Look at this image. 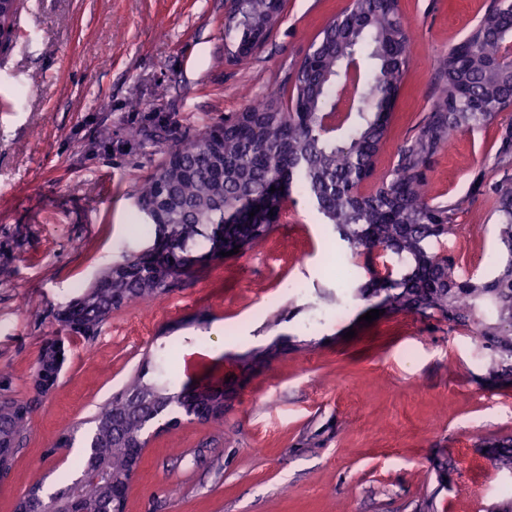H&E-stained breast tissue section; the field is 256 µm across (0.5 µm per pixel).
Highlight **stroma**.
Masks as SVG:
<instances>
[{
    "instance_id": "1",
    "label": "stroma",
    "mask_w": 512,
    "mask_h": 512,
    "mask_svg": "<svg viewBox=\"0 0 512 512\" xmlns=\"http://www.w3.org/2000/svg\"><path fill=\"white\" fill-rule=\"evenodd\" d=\"M351 0H283L278 23L251 56L230 60V0H19L0 49V373L7 396L38 403L0 482V512L35 483L57 488L80 455L50 454L59 433L92 419L140 369L164 361L183 386L184 359L206 353L233 375L234 355L277 335L312 340L238 387L218 421L184 422L151 437L128 492V512H412L453 464L439 512H485L512 496V474L483 457L481 439L512 435V387L474 377L484 359L463 330L417 316L355 325L353 305L305 324L297 288L364 282V260L327 261L336 243L303 202L238 257L209 262L184 287L114 311L87 341L54 314L121 249H139L138 179L174 144L222 124L270 91L289 97L311 42ZM492 0H399L410 67L375 165L386 178L398 147L433 108L451 47ZM140 108H131V101ZM512 111L456 134L428 171L427 196L462 201L444 247L458 273L490 270L498 216L469 193L479 172L498 180V140ZM138 137H130V129ZM275 327H268V320ZM65 339L53 390L35 397L43 341Z\"/></svg>"
}]
</instances>
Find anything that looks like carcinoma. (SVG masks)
<instances>
[{"instance_id":"1","label":"carcinoma","mask_w":512,"mask_h":512,"mask_svg":"<svg viewBox=\"0 0 512 512\" xmlns=\"http://www.w3.org/2000/svg\"><path fill=\"white\" fill-rule=\"evenodd\" d=\"M17 0L0 15V36L9 37L17 17ZM267 0H232L224 34L233 47L247 41L267 17ZM497 28L512 38V0H497ZM372 62V73L346 83L342 91L357 105L347 122L329 131L324 113L341 97L332 83L342 55L352 40ZM495 45L484 31L474 30L456 44L445 64L457 84L445 83L434 110L418 133L398 149L389 180L358 200L350 188L372 170L366 162L382 150L393 117L389 100L400 91L410 64V35L397 0H353L333 19L310 47L297 70L291 105L275 97L245 108L247 118L224 120L198 136L180 141L172 152L178 166L161 164L139 180L136 206L144 222L139 232L153 251L121 254L88 289L57 313L58 321L76 335L92 338L112 311L145 297L161 298L182 286L196 272L187 258L211 249V236L224 232V251L239 246L243 255L260 245L279 223L283 204L302 197L324 221L336 243L362 254L369 278L355 288H318L303 305L315 316L327 306L365 304V310H385L383 316L412 314L467 331L484 354L481 385H512V179L484 185L497 204V251L487 275L455 273L454 258L443 251L463 201L435 205L427 201L426 170L449 136L495 121L512 92V72L486 68ZM275 191H270V188ZM254 217H249L250 212ZM383 251L390 262L375 268L374 255ZM282 348L298 349L293 336H277L268 345L240 355L251 371ZM63 363L40 354L33 373H54ZM166 371L155 365L153 375L142 371L90 421L80 447L84 454L76 472L96 464L97 481L77 488L76 500L54 503V512H113L112 480L126 477L129 446L172 423L199 417L193 402L182 398ZM0 440L16 445L27 430L33 401L0 399ZM488 457L512 470V438L485 439ZM437 487L416 504L414 512H437V498L446 488L448 466L436 465Z\"/></svg>"}]
</instances>
